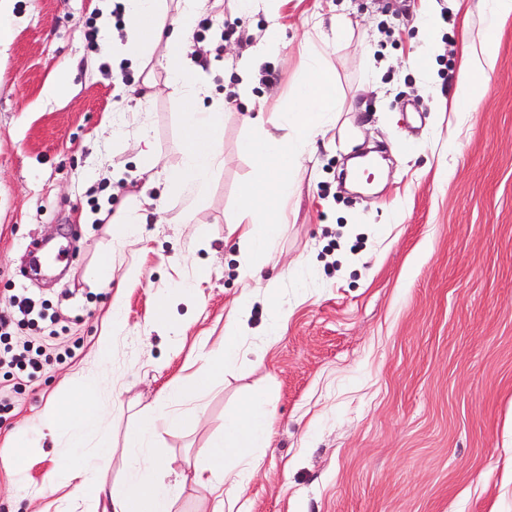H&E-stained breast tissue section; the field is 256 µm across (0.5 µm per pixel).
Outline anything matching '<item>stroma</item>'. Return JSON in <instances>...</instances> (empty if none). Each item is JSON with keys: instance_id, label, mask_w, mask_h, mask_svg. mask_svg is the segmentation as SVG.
<instances>
[{"instance_id": "stroma-1", "label": "stroma", "mask_w": 512, "mask_h": 512, "mask_svg": "<svg viewBox=\"0 0 512 512\" xmlns=\"http://www.w3.org/2000/svg\"><path fill=\"white\" fill-rule=\"evenodd\" d=\"M438 2L424 69L419 0H266L245 16L226 0L225 17L240 23L199 61L214 95L234 91L241 56L270 20L286 49L260 64L250 99L225 110L224 162L205 201L192 213L174 195L163 215L146 208L141 240L115 257L105 285L91 270L117 226L98 215L134 194L159 196L164 169L183 157V103L157 61L116 74L99 61L92 0H6L15 35L0 47V315H12L10 296L31 297L42 314L13 337L45 343L51 318L56 350L75 351L31 379L0 375V512H57L41 487L66 448L41 421L80 374L102 380L113 444L103 471L118 485L128 427L223 340L241 292L232 227L254 169L238 145L287 111L309 47L324 54L343 106L304 157L261 271L287 318L267 341L255 298L245 355L195 418L158 430L160 476L178 484L174 512H213L209 490L178 476L258 387L272 429L237 494L243 512H512V16L492 20L484 0ZM337 14L349 22L341 42ZM466 45L492 66H464ZM64 63L70 95L43 100ZM465 78L487 84L472 118L453 109ZM147 144L160 159L151 174L139 169ZM192 274L196 295L173 301L186 329L166 335L150 320L153 299ZM22 434L32 467L21 489L10 461Z\"/></svg>"}]
</instances>
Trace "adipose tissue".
<instances>
[{"label":"adipose tissue","mask_w":512,"mask_h":512,"mask_svg":"<svg viewBox=\"0 0 512 512\" xmlns=\"http://www.w3.org/2000/svg\"><path fill=\"white\" fill-rule=\"evenodd\" d=\"M93 2L98 10L97 43L107 61L143 62L152 55L157 43H164L162 60L167 80L185 106L184 158L180 166L167 172L164 188L172 195H187L190 205H197L205 199L212 175L223 158L224 103L211 98L189 42L193 25L209 0H179V13L168 26L162 23L167 0H127L128 25L122 40L113 36L111 0ZM339 109L340 96L333 73L326 67L322 54L309 51L304 81L288 110L274 119L272 130L242 142V152L256 162L236 217L242 291L224 323V342L218 355L205 358L191 377L178 383L168 395L169 402L202 398L210 392L216 377L237 361L241 338L248 330L249 306L255 297L253 281L257 271L268 262L283 231L281 206L292 194L300 159L311 139L330 126L331 113ZM98 392L94 378L81 379L78 391L57 402L45 421L50 435L67 436L71 447L84 448L86 437L105 416ZM186 419V413L162 407L143 412L138 424L126 435L125 448L131 466L122 486L108 485L100 477L103 462L112 455V440L103 436L80 461L61 458L60 468L67 477L59 482L47 481L43 494H60L75 502L90 488L102 512H172L176 489L155 479L159 462L149 452V441L158 427L178 428ZM270 427L269 395L266 390L257 389L245 398L223 432L204 449L201 461L194 466L193 479L214 495L213 512H223L225 487L241 485L243 471L256 466Z\"/></svg>","instance_id":"adipose-tissue-1"}]
</instances>
